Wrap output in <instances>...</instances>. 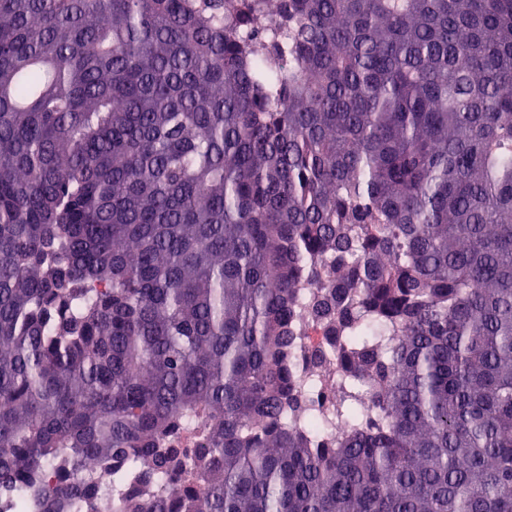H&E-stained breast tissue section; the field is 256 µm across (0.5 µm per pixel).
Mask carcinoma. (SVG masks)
<instances>
[{"label": "carcinoma", "instance_id": "carcinoma-1", "mask_svg": "<svg viewBox=\"0 0 512 512\" xmlns=\"http://www.w3.org/2000/svg\"><path fill=\"white\" fill-rule=\"evenodd\" d=\"M32 486L512 512V0H0V488Z\"/></svg>", "mask_w": 512, "mask_h": 512}]
</instances>
